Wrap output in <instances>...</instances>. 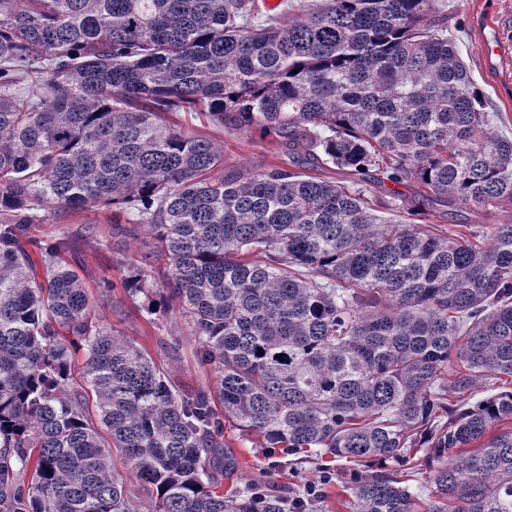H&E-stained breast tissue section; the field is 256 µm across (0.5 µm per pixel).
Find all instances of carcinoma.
<instances>
[{
	"instance_id": "obj_1",
	"label": "carcinoma",
	"mask_w": 512,
	"mask_h": 512,
	"mask_svg": "<svg viewBox=\"0 0 512 512\" xmlns=\"http://www.w3.org/2000/svg\"><path fill=\"white\" fill-rule=\"evenodd\" d=\"M0 0V512H306L238 475L219 414L265 448L346 462L351 512H512V224L441 234L308 171L377 168L426 201L512 210L494 128L435 0ZM30 74L36 81L21 90ZM204 112L288 149L290 167L211 180L224 151L164 120ZM110 208L189 320L214 392L180 391L98 328L38 211ZM44 275H39V271ZM83 352L85 387L69 391ZM509 429L487 436L497 424ZM121 462L153 494L114 474ZM400 470L371 472L375 462Z\"/></svg>"
}]
</instances>
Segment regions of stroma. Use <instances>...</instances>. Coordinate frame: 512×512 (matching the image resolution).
Instances as JSON below:
<instances>
[{"label":"stroma","instance_id":"obj_1","mask_svg":"<svg viewBox=\"0 0 512 512\" xmlns=\"http://www.w3.org/2000/svg\"><path fill=\"white\" fill-rule=\"evenodd\" d=\"M446 16L448 34L469 66L477 85L486 96V109L500 113L506 132L512 133V0H438ZM502 19L500 33L506 53L498 66L484 62L481 30L490 16ZM168 121L204 136L224 148V162L213 169V178L236 173L253 175L270 166H284L287 156L277 153L270 139L256 132H227L200 112L168 114ZM41 223L32 225L28 236L39 242L62 235L73 236L75 247L66 249L65 259L78 273L87 290L96 325L125 336L142 349L157 365L167 370L180 389L188 394L214 382L209 366L201 364L197 345L187 322L178 313L161 317L146 313L141 301L129 297L122 287L129 274L130 257H142L150 250L145 232L128 236L114 231L113 220L127 222V215L113 217L110 211L87 209L78 213L43 211ZM495 208L477 209L462 204L421 202L412 223L426 227L453 228L469 224L473 229L502 224L511 218ZM113 289L105 293L102 282ZM223 440L233 448L240 462L237 481H223L222 490L244 488L249 483L269 481L287 487L289 496L305 494L308 485L319 484L321 495L317 512H349L350 494L341 480L320 485V463L304 455L289 456L280 448H265L259 436L242 435L233 423H225Z\"/></svg>","mask_w":512,"mask_h":512}]
</instances>
